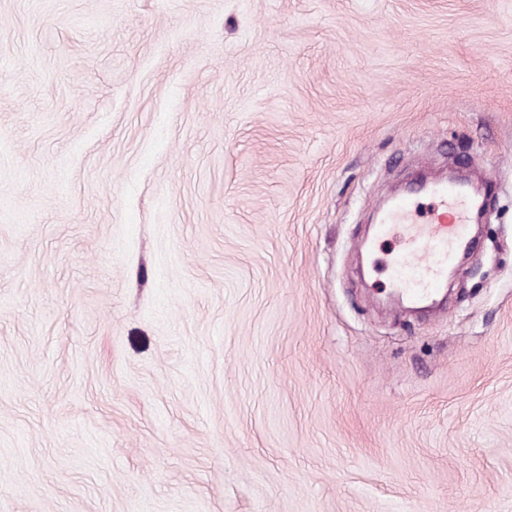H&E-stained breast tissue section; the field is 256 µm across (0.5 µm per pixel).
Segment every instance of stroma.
<instances>
[{
  "instance_id": "35a3bbf8",
  "label": "stroma",
  "mask_w": 512,
  "mask_h": 512,
  "mask_svg": "<svg viewBox=\"0 0 512 512\" xmlns=\"http://www.w3.org/2000/svg\"><path fill=\"white\" fill-rule=\"evenodd\" d=\"M0 512H512V0H0ZM431 201L423 212L418 197ZM478 202L463 182L422 184L410 194L388 203L380 215L381 250L393 241L397 250L383 260L407 302L427 306L448 282V264L454 255L470 249L469 224L478 212Z\"/></svg>"
}]
</instances>
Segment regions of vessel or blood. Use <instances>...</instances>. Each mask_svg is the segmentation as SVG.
<instances>
[{"mask_svg":"<svg viewBox=\"0 0 512 512\" xmlns=\"http://www.w3.org/2000/svg\"><path fill=\"white\" fill-rule=\"evenodd\" d=\"M423 195L429 205H421ZM478 210L467 185L458 181L420 185L383 208L378 240L397 247L385 267L407 302L428 305L446 287L453 256L472 245L469 224Z\"/></svg>","mask_w":512,"mask_h":512,"instance_id":"1","label":"vessel or blood"}]
</instances>
